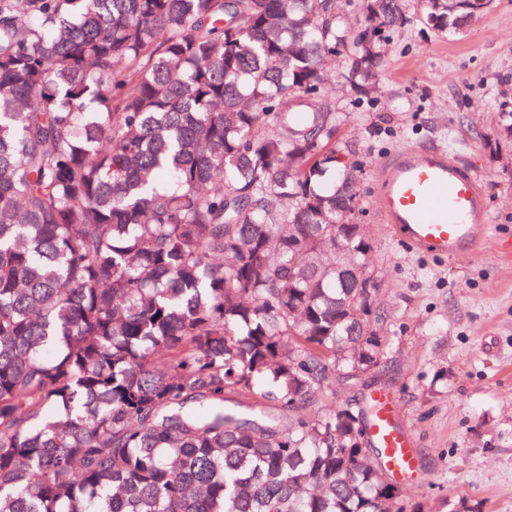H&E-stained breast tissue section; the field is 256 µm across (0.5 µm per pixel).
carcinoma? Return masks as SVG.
Wrapping results in <instances>:
<instances>
[{
    "label": "carcinoma",
    "instance_id": "carcinoma-1",
    "mask_svg": "<svg viewBox=\"0 0 512 512\" xmlns=\"http://www.w3.org/2000/svg\"><path fill=\"white\" fill-rule=\"evenodd\" d=\"M362 9L0 0V512H405L320 399L387 350L326 64L374 94L412 16Z\"/></svg>",
    "mask_w": 512,
    "mask_h": 512
}]
</instances>
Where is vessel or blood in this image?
I'll use <instances>...</instances> for the list:
<instances>
[{"mask_svg": "<svg viewBox=\"0 0 512 512\" xmlns=\"http://www.w3.org/2000/svg\"><path fill=\"white\" fill-rule=\"evenodd\" d=\"M377 202L391 229L411 247L451 260L482 254L491 234L485 190L471 172L446 152L406 146L377 170ZM371 447L394 478H422L413 437L403 428L394 395L372 390L364 404Z\"/></svg>", "mask_w": 512, "mask_h": 512, "instance_id": "vessel-or-blood-1", "label": "vessel or blood"}]
</instances>
